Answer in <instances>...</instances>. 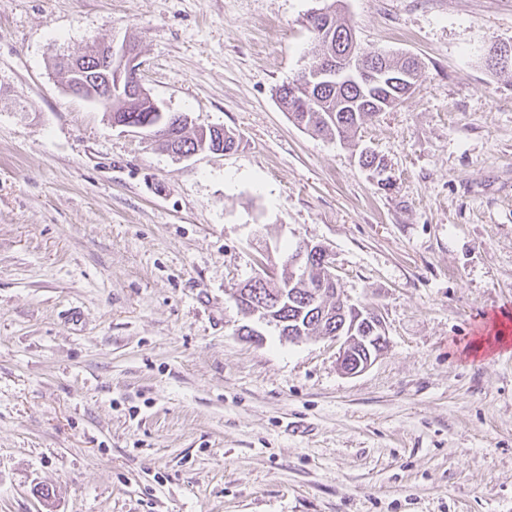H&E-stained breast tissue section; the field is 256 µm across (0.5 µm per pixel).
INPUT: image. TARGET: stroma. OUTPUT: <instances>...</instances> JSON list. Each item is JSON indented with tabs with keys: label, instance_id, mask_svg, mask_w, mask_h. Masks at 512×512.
Here are the masks:
<instances>
[{
	"label": "stroma",
	"instance_id": "stroma-1",
	"mask_svg": "<svg viewBox=\"0 0 512 512\" xmlns=\"http://www.w3.org/2000/svg\"><path fill=\"white\" fill-rule=\"evenodd\" d=\"M324 0H0V512H512V0H342L418 58L353 143L289 120ZM138 46L166 111L235 133L177 158L53 63ZM383 158L391 186L359 162ZM379 314L335 342L239 336L231 294L300 241ZM488 65L493 68H489L496 73L499 74H505L508 72H512L511 66H512V42H501V43H495L493 47L489 50L488 56L486 58ZM502 70H494V69H501ZM508 68L511 71H505L508 70Z\"/></svg>",
	"mask_w": 512,
	"mask_h": 512
}]
</instances>
